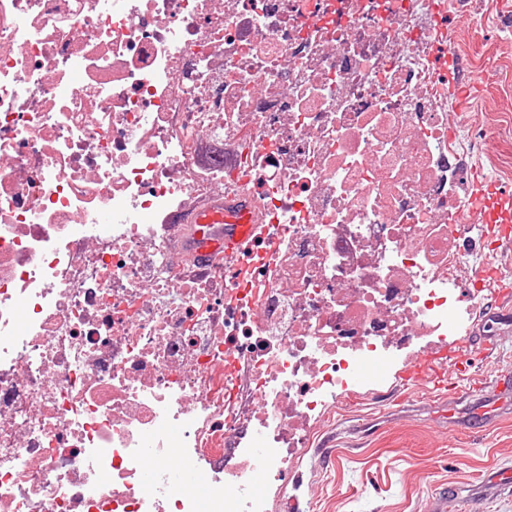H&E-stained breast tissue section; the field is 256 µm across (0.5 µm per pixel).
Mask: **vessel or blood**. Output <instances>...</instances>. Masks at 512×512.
I'll return each mask as SVG.
<instances>
[{
    "mask_svg": "<svg viewBox=\"0 0 512 512\" xmlns=\"http://www.w3.org/2000/svg\"><path fill=\"white\" fill-rule=\"evenodd\" d=\"M469 216L473 221L500 225V238H512V196L504 194L497 183L474 175L468 196ZM256 227L250 219L249 206L244 201L216 199L198 211L188 226L187 249L197 259H205L217 250L226 259H234L254 234ZM474 354L457 345L447 350L427 351L410 361L401 377V388L413 393L427 383L443 388L440 372L453 364L459 379H473ZM453 399L464 401L465 411L449 413V424L463 423L467 428L482 432L501 414L512 411V379L503 377L489 386L488 393L471 394L454 390ZM512 493V467L501 466L472 490L480 499Z\"/></svg>",
    "mask_w": 512,
    "mask_h": 512,
    "instance_id": "obj_1",
    "label": "vessel or blood"
}]
</instances>
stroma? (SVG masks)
Listing matches in <instances>:
<instances>
[{"mask_svg": "<svg viewBox=\"0 0 512 512\" xmlns=\"http://www.w3.org/2000/svg\"><path fill=\"white\" fill-rule=\"evenodd\" d=\"M478 2L490 22L469 44L465 74L476 89L469 110H512V65L498 78L482 67L483 60L503 50L492 23L503 10L502 0ZM497 305L496 292L486 289L459 339L465 345L484 331L496 342L476 366L477 378L486 381L512 377V324L494 318ZM397 385L393 372L382 385L342 397L334 417L314 435L275 512H432L439 485L475 484L497 466L512 463L511 412L480 433L452 427L447 399L421 390L402 400L394 395Z\"/></svg>", "mask_w": 512, "mask_h": 512, "instance_id": "obj_1", "label": "stroma"}]
</instances>
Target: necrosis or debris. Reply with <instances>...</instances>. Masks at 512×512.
Masks as SVG:
<instances>
[{"label":"necrosis or debris","mask_w":512,"mask_h":512,"mask_svg":"<svg viewBox=\"0 0 512 512\" xmlns=\"http://www.w3.org/2000/svg\"><path fill=\"white\" fill-rule=\"evenodd\" d=\"M477 14L0 0V512H273L358 367L461 334L470 173L512 133L448 109ZM216 196L263 233L199 266L173 217ZM169 475L172 481L182 486L196 487L201 484V474L191 463L174 465L170 468Z\"/></svg>","instance_id":"1"}]
</instances>
